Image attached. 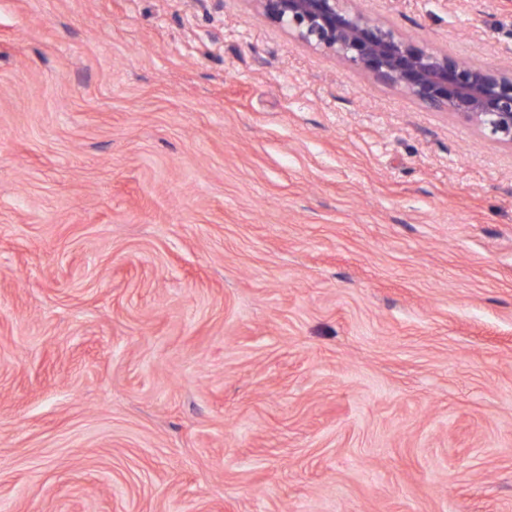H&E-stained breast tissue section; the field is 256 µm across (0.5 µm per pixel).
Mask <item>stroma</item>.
<instances>
[{"mask_svg": "<svg viewBox=\"0 0 512 512\" xmlns=\"http://www.w3.org/2000/svg\"><path fill=\"white\" fill-rule=\"evenodd\" d=\"M0 512H512V147L255 0H0Z\"/></svg>", "mask_w": 512, "mask_h": 512, "instance_id": "35a3bbf8", "label": "stroma"}]
</instances>
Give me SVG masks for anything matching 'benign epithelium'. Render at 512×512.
<instances>
[{
	"label": "benign epithelium",
	"mask_w": 512,
	"mask_h": 512,
	"mask_svg": "<svg viewBox=\"0 0 512 512\" xmlns=\"http://www.w3.org/2000/svg\"><path fill=\"white\" fill-rule=\"evenodd\" d=\"M296 42L330 53L378 83L512 146V68L467 65L420 45L354 0H256Z\"/></svg>",
	"instance_id": "benign-epithelium-1"
}]
</instances>
